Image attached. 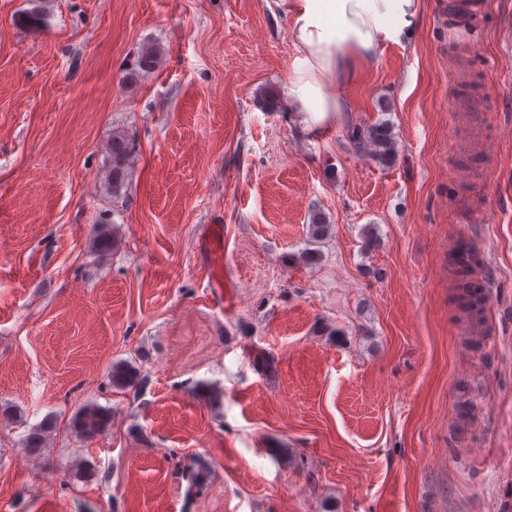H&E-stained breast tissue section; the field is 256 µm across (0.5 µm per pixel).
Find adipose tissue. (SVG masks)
<instances>
[{
	"label": "adipose tissue",
	"instance_id": "1",
	"mask_svg": "<svg viewBox=\"0 0 512 512\" xmlns=\"http://www.w3.org/2000/svg\"><path fill=\"white\" fill-rule=\"evenodd\" d=\"M279 5L295 49L288 106L325 121L348 109L338 78L372 65L385 47L408 41L422 0H280Z\"/></svg>",
	"mask_w": 512,
	"mask_h": 512
}]
</instances>
